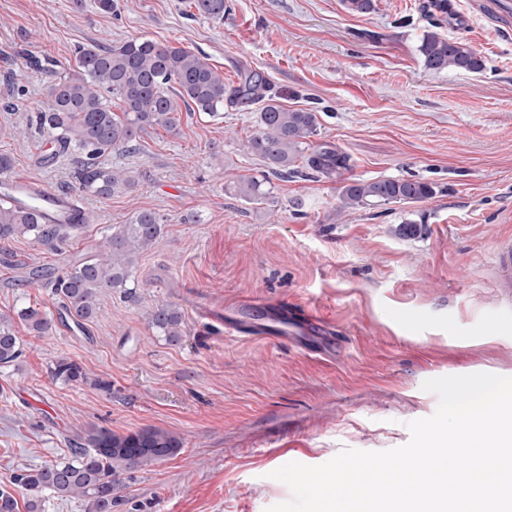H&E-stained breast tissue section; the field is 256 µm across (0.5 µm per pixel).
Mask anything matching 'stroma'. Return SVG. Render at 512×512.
<instances>
[{
    "label": "stroma",
    "instance_id": "35a3bbf8",
    "mask_svg": "<svg viewBox=\"0 0 512 512\" xmlns=\"http://www.w3.org/2000/svg\"><path fill=\"white\" fill-rule=\"evenodd\" d=\"M192 0H0V154L54 190L79 193L90 222L57 247L0 241V316L24 306L56 313L49 275L94 252L134 212L166 217L138 266L135 300L106 291L84 330L17 332L24 354L0 369V477L19 464L69 453L90 427L168 430L181 452L132 473L114 512H267L290 500L273 479L290 462L316 466L341 449L383 451L410 440L409 422L432 416L424 381L479 372L512 376V297L494 286V252L512 236V15L503 0H448L440 34L483 56L479 74L435 73L416 51L424 0H375L368 16L341 0H225L218 23ZM137 36L190 49L227 84L260 74L266 95L312 110L314 144L346 154L343 177L417 178L436 194L412 204L340 207L341 177H276L272 198L249 205L230 182L266 174L244 145L260 102L212 116L181 112L172 135L147 129L136 153L107 166L133 188L101 198L80 191L69 155L46 161L35 115L55 79L73 74L77 46ZM43 62L31 70L29 57ZM415 220L416 235L397 226ZM261 298L304 308L332 335L273 342L227 333L200 306ZM167 300L185 334L172 344L147 317ZM67 357L111 392L53 380Z\"/></svg>",
    "mask_w": 512,
    "mask_h": 512
}]
</instances>
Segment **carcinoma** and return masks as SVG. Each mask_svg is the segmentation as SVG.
I'll list each match as a JSON object with an SVG mask.
<instances>
[{
    "label": "carcinoma",
    "mask_w": 512,
    "mask_h": 512,
    "mask_svg": "<svg viewBox=\"0 0 512 512\" xmlns=\"http://www.w3.org/2000/svg\"><path fill=\"white\" fill-rule=\"evenodd\" d=\"M346 11L368 15L375 0H342ZM198 13L222 21L225 0H193ZM424 11L437 24L448 21V0H428ZM424 67L433 72L481 73L485 60L468 42L448 39L435 32L423 34L417 46ZM77 75L59 77L52 88L48 107L36 114V122L47 131L56 152L69 154L74 175L82 189L110 197L120 188H130L135 179L105 166L102 158L114 150L138 149L140 133L160 127L177 132L180 107L216 114L224 101L253 102L262 98V82L243 73L238 85L227 88L224 77L191 50L136 37L113 45H80L75 50ZM121 102L112 111V98ZM260 131L245 143L247 153L260 158L268 168L263 179L239 180L232 195L262 204L272 194L271 177L295 174V159L311 147L317 132L314 112L286 109L269 97L258 117ZM308 169L338 174L349 168V157L329 148H317L307 158ZM435 195L432 184L418 179H346L340 187V203L358 210L392 203L424 202ZM166 219L151 210L134 214L127 223L112 226V233L94 254L52 279L60 310L79 329L94 321L105 290L136 298L141 253L161 237ZM76 224H42L35 214L0 205V240L24 237L39 245L55 246L70 239ZM17 318L0 317V368L15 365L23 354L14 320L39 338L53 332L54 318L32 306L16 311ZM150 326L171 342L183 336L179 308L163 302L153 310ZM50 376L65 384H91L109 393L112 385L92 379L75 360L62 357L49 366ZM69 457L39 466H19L0 482V512H19L17 495L26 500L29 512H38L43 496L79 500L84 512H112L121 501L122 476L177 455L182 442L173 433L149 428L118 434L105 428H90L69 440Z\"/></svg>",
    "instance_id": "carcinoma-1"
}]
</instances>
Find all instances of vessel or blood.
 Wrapping results in <instances>:
<instances>
[{
	"label": "vessel or blood",
	"instance_id": "obj_1",
	"mask_svg": "<svg viewBox=\"0 0 512 512\" xmlns=\"http://www.w3.org/2000/svg\"><path fill=\"white\" fill-rule=\"evenodd\" d=\"M0 190L11 195L22 204H34L35 211L42 220L61 224H79L83 221V210L77 197L69 192H57L29 178H7L0 181ZM499 285L512 290V238L500 243L497 251ZM272 318L279 323L291 326L294 333L307 336L327 331V323L305 309H297L284 304L269 306ZM224 329L237 335H251L257 338L270 337L271 332L248 324L242 317L225 316Z\"/></svg>",
	"mask_w": 512,
	"mask_h": 512
}]
</instances>
